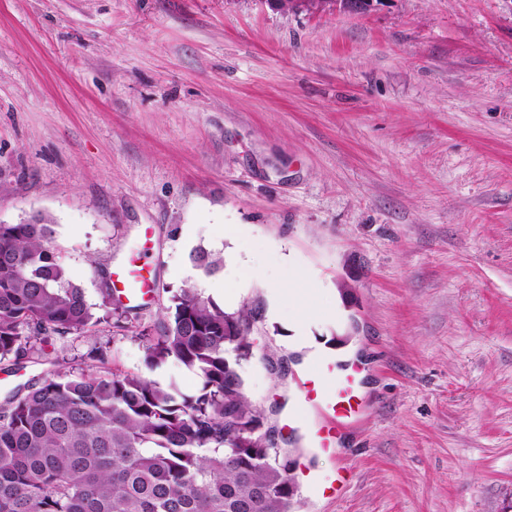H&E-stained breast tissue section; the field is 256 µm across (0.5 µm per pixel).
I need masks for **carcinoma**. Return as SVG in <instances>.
Segmentation results:
<instances>
[{
    "label": "carcinoma",
    "instance_id": "carcinoma-1",
    "mask_svg": "<svg viewBox=\"0 0 512 512\" xmlns=\"http://www.w3.org/2000/svg\"><path fill=\"white\" fill-rule=\"evenodd\" d=\"M50 220L0 224V361L102 324L51 245ZM209 274L223 260L203 249ZM252 315L187 287L140 336L145 365L194 373L185 393L142 374L56 370L0 403V512H292V461L261 432L236 366ZM42 344L36 348V344Z\"/></svg>",
    "mask_w": 512,
    "mask_h": 512
}]
</instances>
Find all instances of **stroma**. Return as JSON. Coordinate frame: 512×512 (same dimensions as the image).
Returning a JSON list of instances; mask_svg holds the SVG:
<instances>
[{
	"mask_svg": "<svg viewBox=\"0 0 512 512\" xmlns=\"http://www.w3.org/2000/svg\"><path fill=\"white\" fill-rule=\"evenodd\" d=\"M36 214L97 315L116 267L155 283L54 341L76 369L145 372L178 288L251 311L237 370L294 459L298 317L355 350L368 408L309 460L352 478L294 512H512V0H0V222ZM281 9L315 8L354 15L366 14L384 0H271Z\"/></svg>",
	"mask_w": 512,
	"mask_h": 512,
	"instance_id": "obj_1",
	"label": "stroma"
}]
</instances>
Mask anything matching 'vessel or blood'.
I'll list each match as a JSON object with an SVG mask.
<instances>
[{
    "mask_svg": "<svg viewBox=\"0 0 512 512\" xmlns=\"http://www.w3.org/2000/svg\"><path fill=\"white\" fill-rule=\"evenodd\" d=\"M112 284L126 299L137 301L146 300L153 288L149 271L144 267L134 270L122 267L113 271ZM334 369L340 372L335 380L330 377ZM366 375V365L355 358H345L333 366L321 359L312 361L301 382L304 404L319 415L317 425L308 436L309 454L334 452L344 429L360 418L367 406L362 392ZM350 477L351 472L346 468L328 482L309 472L305 475V483L330 498L349 482Z\"/></svg>",
    "mask_w": 512,
    "mask_h": 512,
    "instance_id": "vessel-or-blood-1",
    "label": "vessel or blood"
}]
</instances>
